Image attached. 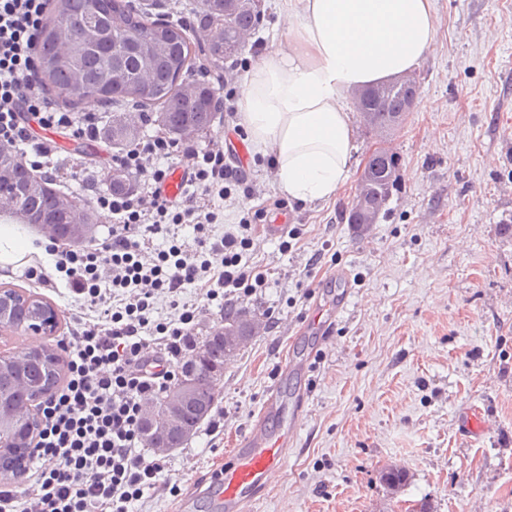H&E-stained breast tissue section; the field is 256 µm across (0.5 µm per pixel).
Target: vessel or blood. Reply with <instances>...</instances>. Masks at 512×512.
<instances>
[{
	"mask_svg": "<svg viewBox=\"0 0 512 512\" xmlns=\"http://www.w3.org/2000/svg\"><path fill=\"white\" fill-rule=\"evenodd\" d=\"M302 397L285 404L281 384H274L262 414L235 448L230 449L218 477L207 488L210 512H247L264 495L285 462V450L298 433Z\"/></svg>",
	"mask_w": 512,
	"mask_h": 512,
	"instance_id": "b4317fda",
	"label": "vessel or blood"
}]
</instances>
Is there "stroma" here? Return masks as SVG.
I'll use <instances>...</instances> for the list:
<instances>
[{"mask_svg":"<svg viewBox=\"0 0 512 512\" xmlns=\"http://www.w3.org/2000/svg\"><path fill=\"white\" fill-rule=\"evenodd\" d=\"M256 45L236 62L242 83L257 47L272 48L285 26L278 0H262ZM437 42L415 71L412 112L379 135L356 125L350 177L336 197L300 204L279 193L267 157L250 151L240 117L216 120L198 146L223 137L247 147L233 161L260 194L233 191L215 200L210 241L251 224L248 263L268 284L235 299L264 328L224 364L217 409L224 430L198 429L167 455L156 488L137 512H175L183 495L224 460L258 418L276 370L307 357L314 336L302 327L313 296L333 297L332 275L346 268L348 305L332 343L309 370L283 388L306 396L303 423L276 473L248 512H512V0H434ZM44 159L55 186L90 199L105 193L89 177V156L56 133ZM400 158V182L379 221H347L355 188L374 147ZM297 227L283 242L267 225ZM42 263L51 284L24 268L0 286L44 297L60 321L53 336L0 331V355L67 339L76 295L51 256ZM487 421L480 433L463 423L467 408ZM406 469L410 480L392 493L382 473Z\"/></svg>","mask_w":512,"mask_h":512,"instance_id":"35a3bbf8","label":"stroma"}]
</instances>
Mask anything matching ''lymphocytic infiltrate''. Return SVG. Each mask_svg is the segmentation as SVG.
Wrapping results in <instances>:
<instances>
[{
  "label": "lymphocytic infiltrate",
  "mask_w": 512,
  "mask_h": 512,
  "mask_svg": "<svg viewBox=\"0 0 512 512\" xmlns=\"http://www.w3.org/2000/svg\"><path fill=\"white\" fill-rule=\"evenodd\" d=\"M46 8L47 0H0L1 144L29 141L35 124L79 139L100 133L97 113L47 107L33 79L34 36ZM162 159L175 160L188 175L190 190L183 197L164 194L168 171L159 167ZM116 162L140 189L96 197V207L112 215L111 239L90 249L55 241L49 246L81 312L67 379L38 408L28 482L21 487L0 479V512H130L166 467L138 449L144 403L169 390L179 363L199 343L194 328L201 310L181 302L182 289L197 288L208 301L226 305L267 282L243 260L248 236L228 232L211 243L205 234L206 225L218 221L212 199L230 196L236 187L247 196L257 193L226 164L221 139L201 148L157 134L127 146ZM186 224L194 232L189 243L178 238ZM159 235L168 248L143 262ZM162 294L178 313L157 322L150 314Z\"/></svg>",
  "instance_id": "lymphocytic-infiltrate-1"
}]
</instances>
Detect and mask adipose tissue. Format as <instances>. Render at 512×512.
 I'll list each match as a JSON object with an SVG mask.
<instances>
[{"mask_svg": "<svg viewBox=\"0 0 512 512\" xmlns=\"http://www.w3.org/2000/svg\"><path fill=\"white\" fill-rule=\"evenodd\" d=\"M283 39L252 55L238 103L278 191L334 197L355 149L347 95L413 71L436 39L433 0H281ZM18 224H0V270L43 257Z\"/></svg>", "mask_w": 512, "mask_h": 512, "instance_id": "ef3b65f1", "label": "adipose tissue"}]
</instances>
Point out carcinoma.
<instances>
[{
    "label": "carcinoma",
    "mask_w": 512,
    "mask_h": 512,
    "mask_svg": "<svg viewBox=\"0 0 512 512\" xmlns=\"http://www.w3.org/2000/svg\"><path fill=\"white\" fill-rule=\"evenodd\" d=\"M192 30L177 21L153 18L134 7L132 0H57L45 18L40 38L44 56L36 70L41 87L54 102L74 112L100 111L108 115L103 136L116 144L134 141L139 129L125 112L113 107L156 110L157 122L169 133L212 129L216 110L213 100L218 89L206 82L188 81L196 60L221 70L224 62L236 58L245 48L243 33H252L259 13L251 0L227 3L200 0L193 12ZM414 100L397 81L362 90L358 107L374 115L372 127L386 129L411 110ZM399 158L393 153L373 157L366 174L370 201L384 207L396 189ZM53 179L36 177L28 170L22 153L0 145V210L41 216L48 224H70L83 216L90 224L98 217L85 201L52 187ZM41 298L26 306L0 303V317L20 325L34 320L38 310H46ZM259 318L233 306L224 308V334L256 336ZM221 333L213 331L200 345L207 361L223 364L226 359ZM63 363L30 358L17 364L13 356L0 357V398H18L19 378L40 386H55L61 379ZM198 365L194 381L197 394L181 409L191 428L208 416L218 397L217 389ZM185 442L178 429L157 437L156 448H180ZM407 480V472L390 468L382 481L393 491Z\"/></svg>",
    "instance_id": "1"
}]
</instances>
